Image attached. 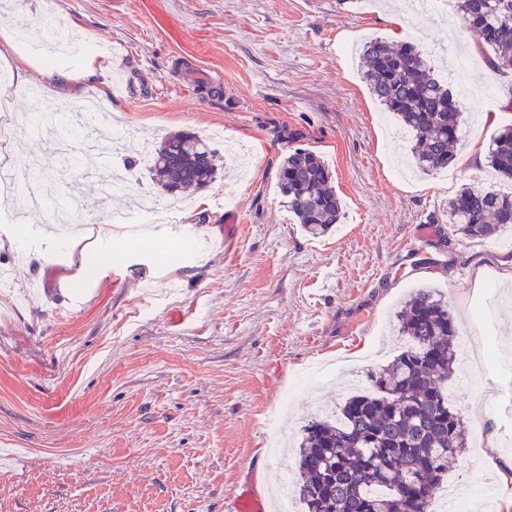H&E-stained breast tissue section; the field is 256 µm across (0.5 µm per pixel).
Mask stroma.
<instances>
[{
  "label": "stroma",
  "instance_id": "obj_1",
  "mask_svg": "<svg viewBox=\"0 0 512 512\" xmlns=\"http://www.w3.org/2000/svg\"><path fill=\"white\" fill-rule=\"evenodd\" d=\"M448 14L413 16L396 0H53L68 40L98 48L87 77L113 125L156 137L187 130L244 146L254 172L227 161L192 205L160 218L134 206L150 188L145 167L131 187L94 199L93 217L126 211L112 227L120 262L55 246L67 227L13 224L0 200V512H224L226 494L267 493L276 473L298 481L294 445L307 421L332 414L368 370L398 351L400 301L414 288L441 291L474 360L485 341L497 358L481 382L458 365L448 392L468 427L448 474L474 494L485 484L498 512H512V230L483 242L452 233L445 216L462 185L500 192L488 163L495 134L512 124V73L489 67L479 38ZM415 40L453 93L459 66L460 143L448 171L401 176L409 143L362 80L373 37ZM14 82L19 113H64L59 72ZM33 136L0 147L65 188L61 158ZM291 147L316 151L334 171L343 217L313 239L277 189ZM291 452L271 458L266 419L287 384ZM495 439L500 470L483 453Z\"/></svg>",
  "mask_w": 512,
  "mask_h": 512
}]
</instances>
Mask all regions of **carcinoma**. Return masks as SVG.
Segmentation results:
<instances>
[{"mask_svg": "<svg viewBox=\"0 0 512 512\" xmlns=\"http://www.w3.org/2000/svg\"><path fill=\"white\" fill-rule=\"evenodd\" d=\"M463 27L480 37L487 62L512 70V0H456ZM362 78L373 98L411 137L415 168L431 175L456 158L461 109L434 78L414 43L373 38L363 47ZM490 166L512 182V126L494 137ZM219 170L210 144L177 131L153 146L150 181L163 195L207 187ZM277 184L302 231L319 238L343 211L329 165L312 149L283 157ZM452 232L487 240L512 228V193L464 185L448 200ZM406 347L370 373L372 391L346 398L334 419L303 427L296 486L303 512H431L433 495L465 447L462 420L448 397L458 356V330L448 301L420 288L396 312Z\"/></svg>", "mask_w": 512, "mask_h": 512, "instance_id": "cac0c4a2", "label": "carcinoma"}]
</instances>
